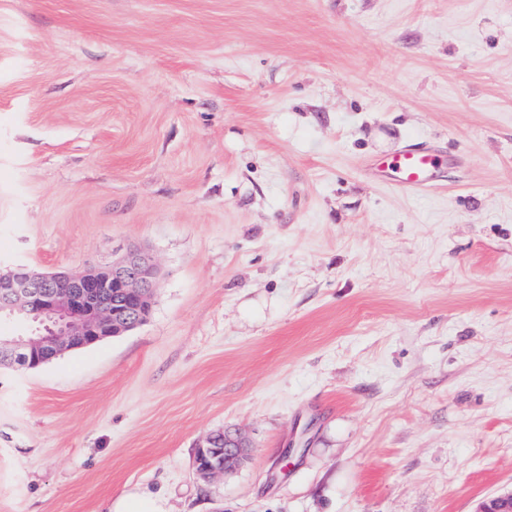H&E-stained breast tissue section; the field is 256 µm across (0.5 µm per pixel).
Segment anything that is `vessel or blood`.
<instances>
[{
	"label": "vessel or blood",
	"mask_w": 512,
	"mask_h": 512,
	"mask_svg": "<svg viewBox=\"0 0 512 512\" xmlns=\"http://www.w3.org/2000/svg\"><path fill=\"white\" fill-rule=\"evenodd\" d=\"M447 164L446 155L413 139L397 153L377 162L375 168L395 189L429 193L438 186L440 174Z\"/></svg>",
	"instance_id": "b4317fda"
}]
</instances>
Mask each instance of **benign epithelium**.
<instances>
[{"label": "benign epithelium", "instance_id": "obj_1", "mask_svg": "<svg viewBox=\"0 0 512 512\" xmlns=\"http://www.w3.org/2000/svg\"><path fill=\"white\" fill-rule=\"evenodd\" d=\"M157 266L132 249L117 261L79 274L36 273L15 266L0 276V318L29 323V329L0 341V365L32 370L57 355L120 336L145 323L152 310ZM212 437L196 449L194 466L205 479L221 480L248 459V445L224 430V447ZM476 512H512V492L483 502Z\"/></svg>", "mask_w": 512, "mask_h": 512}]
</instances>
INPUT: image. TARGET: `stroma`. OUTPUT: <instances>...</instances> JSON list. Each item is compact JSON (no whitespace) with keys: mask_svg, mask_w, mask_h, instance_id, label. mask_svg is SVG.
Wrapping results in <instances>:
<instances>
[{"mask_svg":"<svg viewBox=\"0 0 512 512\" xmlns=\"http://www.w3.org/2000/svg\"><path fill=\"white\" fill-rule=\"evenodd\" d=\"M418 138L415 194L366 172ZM142 247L132 331L0 366V512L512 491V0H0V266ZM250 461L208 483L196 446ZM224 432V441H220L224 448H209L213 434L209 435L205 442L196 448L194 454V466L196 471L205 479L221 480L224 475L240 468L248 459V445L245 439L237 432L229 429ZM207 456L205 464L200 461L201 456ZM104 512H169L164 500L150 492H124Z\"/></svg>","mask_w":512,"mask_h":512,"instance_id":"obj_1","label":"stroma"}]
</instances>
